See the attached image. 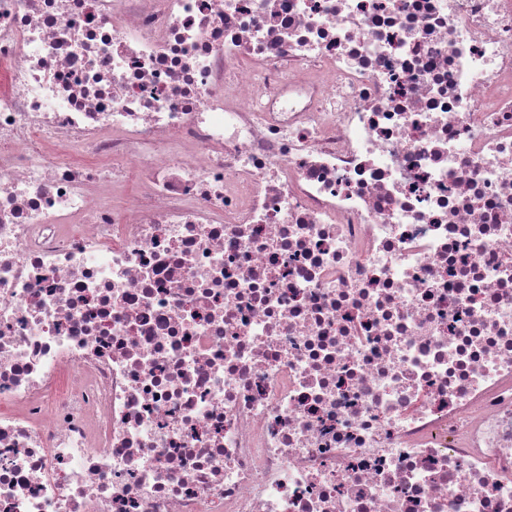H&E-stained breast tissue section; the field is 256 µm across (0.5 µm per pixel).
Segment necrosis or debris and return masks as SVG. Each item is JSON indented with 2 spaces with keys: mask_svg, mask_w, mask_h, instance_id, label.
<instances>
[{
  "mask_svg": "<svg viewBox=\"0 0 512 512\" xmlns=\"http://www.w3.org/2000/svg\"><path fill=\"white\" fill-rule=\"evenodd\" d=\"M0 512H512V0H0Z\"/></svg>",
  "mask_w": 512,
  "mask_h": 512,
  "instance_id": "1",
  "label": "necrosis or debris"
}]
</instances>
